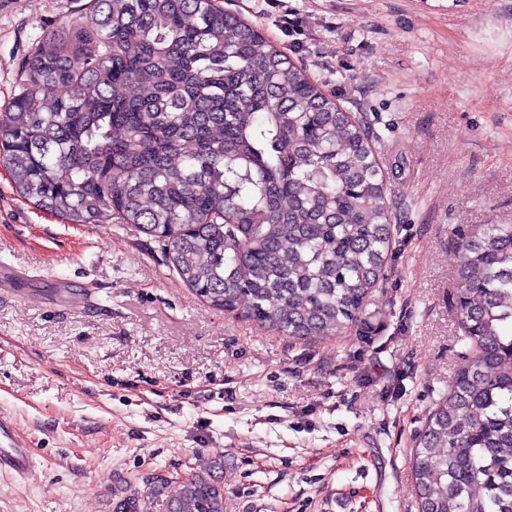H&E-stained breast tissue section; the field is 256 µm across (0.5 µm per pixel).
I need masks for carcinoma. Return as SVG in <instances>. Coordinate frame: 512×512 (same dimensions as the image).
<instances>
[{"label": "carcinoma", "mask_w": 512, "mask_h": 512, "mask_svg": "<svg viewBox=\"0 0 512 512\" xmlns=\"http://www.w3.org/2000/svg\"><path fill=\"white\" fill-rule=\"evenodd\" d=\"M29 56L0 112L16 191L70 224H134L216 309L285 336L364 335L392 247L365 125L212 0H94ZM454 309L474 355L413 456L421 512H512V224H467ZM155 512H224L191 475Z\"/></svg>", "instance_id": "1"}]
</instances>
